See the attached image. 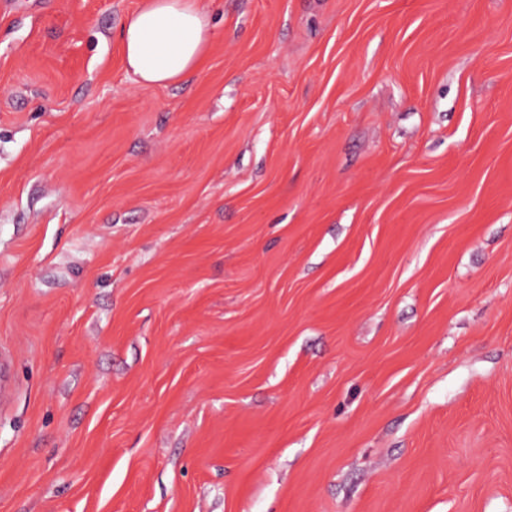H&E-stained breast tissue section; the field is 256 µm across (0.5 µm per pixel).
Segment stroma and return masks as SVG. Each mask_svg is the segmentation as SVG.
I'll return each mask as SVG.
<instances>
[{
    "mask_svg": "<svg viewBox=\"0 0 512 512\" xmlns=\"http://www.w3.org/2000/svg\"><path fill=\"white\" fill-rule=\"evenodd\" d=\"M0 8V512H512V0ZM210 29L197 0H146L119 34L126 68L143 85L179 82L197 69Z\"/></svg>",
    "mask_w": 512,
    "mask_h": 512,
    "instance_id": "obj_1",
    "label": "stroma"
}]
</instances>
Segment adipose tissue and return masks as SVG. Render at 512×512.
Listing matches in <instances>:
<instances>
[{"label": "adipose tissue", "mask_w": 512, "mask_h": 512, "mask_svg": "<svg viewBox=\"0 0 512 512\" xmlns=\"http://www.w3.org/2000/svg\"><path fill=\"white\" fill-rule=\"evenodd\" d=\"M210 29L198 0H145L119 34L126 68L144 85L179 82L197 69Z\"/></svg>", "instance_id": "1"}]
</instances>
